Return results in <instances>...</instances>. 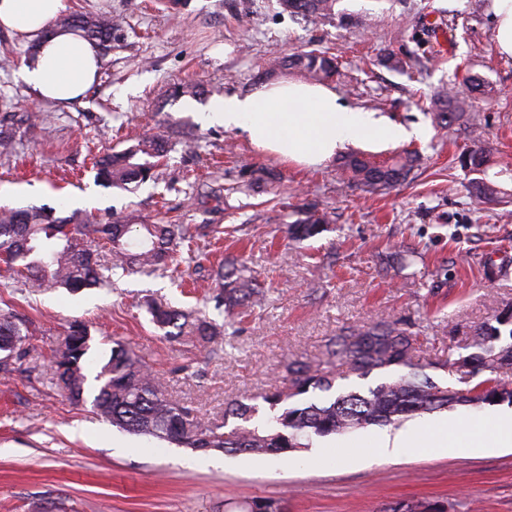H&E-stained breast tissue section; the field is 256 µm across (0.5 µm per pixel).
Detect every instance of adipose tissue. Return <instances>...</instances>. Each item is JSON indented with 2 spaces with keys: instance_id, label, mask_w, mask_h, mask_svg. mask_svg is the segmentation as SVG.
Returning a JSON list of instances; mask_svg holds the SVG:
<instances>
[{
  "instance_id": "obj_1",
  "label": "adipose tissue",
  "mask_w": 512,
  "mask_h": 512,
  "mask_svg": "<svg viewBox=\"0 0 512 512\" xmlns=\"http://www.w3.org/2000/svg\"><path fill=\"white\" fill-rule=\"evenodd\" d=\"M69 0H0V28L38 39L22 81L39 98L70 103L93 84L101 56L91 43L69 31L41 39V32L66 12ZM203 120L245 133L251 145L281 160L315 167L349 145L386 148L412 136L387 116L340 103L335 90L299 80H280L252 92L213 98ZM512 447V409L474 421L452 418L428 426L423 437L409 431L383 433L374 448L381 456L416 450L432 455L456 450Z\"/></svg>"
}]
</instances>
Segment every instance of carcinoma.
<instances>
[{"mask_svg":"<svg viewBox=\"0 0 512 512\" xmlns=\"http://www.w3.org/2000/svg\"><path fill=\"white\" fill-rule=\"evenodd\" d=\"M339 0H282L291 13L313 21L334 14ZM76 32L96 44L106 54L112 49L116 19L105 15H75L51 26ZM288 67L310 74L316 80L336 75L334 59L314 50L288 58ZM437 125L441 128L463 111L458 94L441 91L434 99ZM166 148L158 136L134 140L126 148L100 158L97 180L108 187L124 188L151 178ZM492 149L480 146L458 156L460 166L474 174L471 192L485 205L512 202V189L499 177L506 166L489 174ZM347 186L381 193L405 182L414 170L410 152L389 162H375L364 155H350L342 163ZM330 222L327 213H308L286 225L289 240L300 242L323 231ZM94 235L102 241L109 263L84 244ZM192 238L190 227L176 224L131 222L113 219L99 222L74 212L56 215L51 207H30L0 211V260L16 275L40 282L47 289L76 291L103 284L105 272L162 275L169 269L180 245ZM219 291L211 297L214 308L229 316H241L262 300L265 290L256 279L238 269L237 259L224 258ZM152 322L177 329L213 344H221L224 334L202 312L185 311L170 305L150 307ZM24 325L9 312L0 313V368L21 364ZM91 335L86 325L74 323L50 361L51 380L74 404L85 401L86 359ZM414 338L394 321L380 320L360 331L342 332L330 340L326 359L292 360L285 365L287 390L259 393L232 403L224 421L206 420L192 409L172 399L166 380L136 350L116 341L108 359L95 376L99 382L92 406L96 414L113 426L131 434L166 441L194 452H224L251 456H276L288 462L312 446L316 439L336 438L373 425L400 426L415 415L438 410H479L486 405L512 406V387L499 374L512 368V303L499 308L492 318L470 328L467 341L446 356L426 362L415 358ZM348 361L351 371L365 379L374 371L381 378L366 388L348 382L349 376L336 370V359ZM441 373L435 378L429 371ZM319 390L323 397H310ZM274 414L260 419L259 402ZM237 423L227 427V419ZM247 512H285L280 498H264L252 503Z\"/></svg>","mask_w":512,"mask_h":512,"instance_id":"carcinoma-1","label":"carcinoma"}]
</instances>
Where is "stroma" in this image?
I'll return each mask as SVG.
<instances>
[{
    "label": "stroma",
    "mask_w": 512,
    "mask_h": 512,
    "mask_svg": "<svg viewBox=\"0 0 512 512\" xmlns=\"http://www.w3.org/2000/svg\"><path fill=\"white\" fill-rule=\"evenodd\" d=\"M318 23L279 0H70L73 14L109 12L123 28L99 77L77 102L31 95L18 73L31 39L0 30V192L18 207L81 210L106 221L131 216L190 225L167 277L114 278L98 288L46 291L0 263V310L28 328L19 369L0 370V512H240L281 498L286 512H392L408 501L447 512H512V447L467 455L378 457L370 426L314 442L305 459L210 455L123 432L95 415L93 390L71 403L51 384L49 361L70 322L89 324L93 357L120 340L166 376L170 395L220 420L232 399L282 386L286 360L321 359L327 341L394 317L432 358L464 344L470 327L512 302V216L478 215L471 173L456 158L491 145L512 163V58L499 56L492 0H339ZM411 55L413 76L384 57ZM318 49L335 54L331 80L343 102L421 125L406 142L420 159L404 184L384 195L340 189L336 162L288 165L254 149L238 131L198 122L189 105L244 94L288 77L273 58ZM480 77L490 96L468 95L465 114L437 129L429 98ZM189 80L203 95L181 94ZM164 135L166 158L154 176L128 189L96 182L95 157L128 139ZM306 204L334 212L314 238L289 241L286 224ZM239 257L269 293L219 352L150 320V304L205 309L216 290L211 264Z\"/></svg>",
    "instance_id": "35a3bbf8"
}]
</instances>
